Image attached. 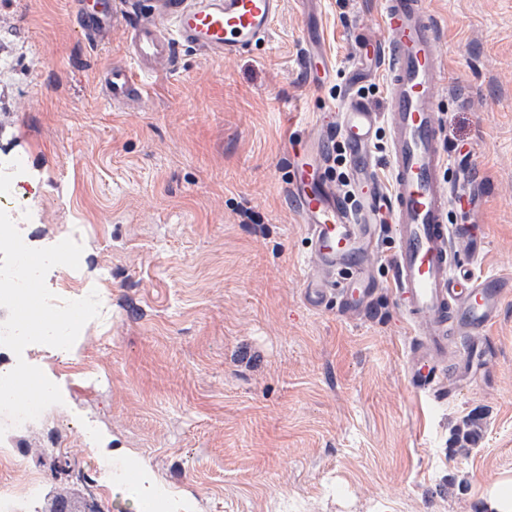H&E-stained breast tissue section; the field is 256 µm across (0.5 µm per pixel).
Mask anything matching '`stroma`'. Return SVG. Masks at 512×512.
<instances>
[{
	"label": "stroma",
	"mask_w": 512,
	"mask_h": 512,
	"mask_svg": "<svg viewBox=\"0 0 512 512\" xmlns=\"http://www.w3.org/2000/svg\"><path fill=\"white\" fill-rule=\"evenodd\" d=\"M447 52L438 105L450 177L484 235L477 275L512 272V0H427ZM380 0H286L270 40L227 62L178 48L115 105L98 84L127 62L126 27L95 42L68 0H0V157L25 158L14 202L34 246L88 229L81 280L110 316L28 362L63 402L0 438L4 474L41 476L10 512H137L105 461L137 457L184 512H487L512 484V298L489 362L435 403L405 375L410 328L382 235L370 311L303 300L306 227L284 191L290 144L343 81L299 66L320 34L338 70ZM105 379L91 388L81 370Z\"/></svg>",
	"instance_id": "stroma-1"
}]
</instances>
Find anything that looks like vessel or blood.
I'll use <instances>...</instances> for the list:
<instances>
[{
  "mask_svg": "<svg viewBox=\"0 0 512 512\" xmlns=\"http://www.w3.org/2000/svg\"><path fill=\"white\" fill-rule=\"evenodd\" d=\"M70 4L86 36H111L118 0ZM282 6V0H153L150 13L130 24V64L103 69L102 90L114 102L138 96L135 73L172 62L179 46L219 59L235 57L268 40ZM379 29L380 37L365 34L356 44L386 70V111L347 94L333 123L316 124L288 152L287 189L309 239L303 295L316 309L334 299L345 314L367 311L376 289L371 268L381 232L376 208L388 206L396 243L394 291L413 334L406 378L415 393L436 396L447 389L449 357H456L461 374L484 360L488 330L512 295V275L483 278L459 260L463 251L478 256L485 238L472 226L448 223L455 194L447 184L450 152L436 119L448 70L426 0H382ZM325 59L319 39L309 38L304 70L320 69ZM381 126L389 142L387 189L375 179L372 157L373 133ZM336 138L348 147L359 186L354 208L326 174V143ZM341 272L348 273L347 281H337Z\"/></svg>",
  "mask_w": 512,
  "mask_h": 512,
  "instance_id": "b4317fda",
  "label": "vessel or blood"
}]
</instances>
